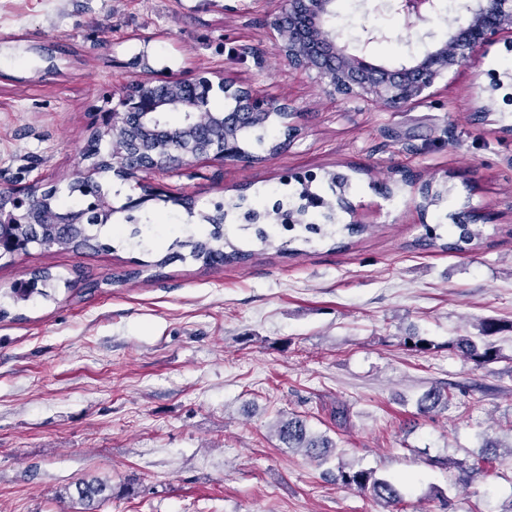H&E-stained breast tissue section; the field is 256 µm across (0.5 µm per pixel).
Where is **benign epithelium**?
<instances>
[{
  "instance_id": "benign-epithelium-1",
  "label": "benign epithelium",
  "mask_w": 512,
  "mask_h": 512,
  "mask_svg": "<svg viewBox=\"0 0 512 512\" xmlns=\"http://www.w3.org/2000/svg\"><path fill=\"white\" fill-rule=\"evenodd\" d=\"M369 9L394 11L406 20L425 21L443 11L442 0H364ZM458 16L453 27L436 36L427 32L426 48L410 53L406 62L390 66L367 53V48L387 39L381 28H365L353 47L336 32L332 20L336 16V0H278L274 13L267 20L273 36H280L279 51L288 65L297 70H315L331 95L346 101L374 102L390 112H405L412 105L426 100L432 88L442 79L471 63L481 51L496 44L501 37L512 34V0H458ZM482 73L473 75V89L479 105L478 115L494 111L495 92L504 80L512 82V72L493 75L489 84ZM210 83L206 77L193 82L168 81L158 85L134 81L125 88L111 109L100 113V129L106 132L121 128L136 135L133 145L142 149L139 133L156 123L166 112H183L187 117L210 111L209 100L201 91ZM224 96L235 102L234 111L257 114L295 109L286 102L257 96L251 88L224 82ZM190 138L180 152L162 159L151 158L139 167L145 173H164L178 161H190L211 154L229 160L242 157L224 135ZM34 186L12 188L0 195L10 200V207L0 209V224H35L29 214ZM93 213L104 219L112 212L108 195L99 194L90 203Z\"/></svg>"
}]
</instances>
